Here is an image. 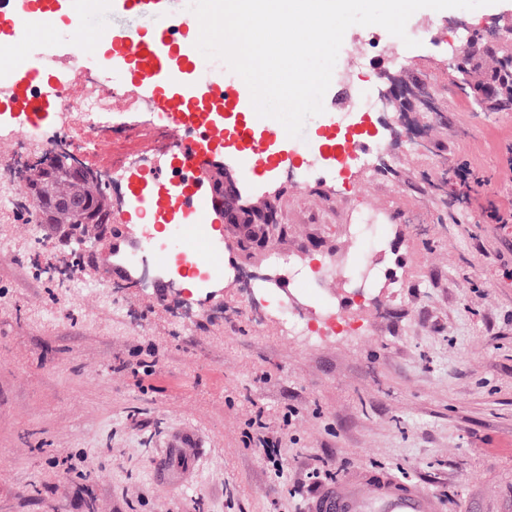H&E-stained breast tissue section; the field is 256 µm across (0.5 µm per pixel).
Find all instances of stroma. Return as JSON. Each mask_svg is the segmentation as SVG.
Here are the masks:
<instances>
[{
    "mask_svg": "<svg viewBox=\"0 0 512 512\" xmlns=\"http://www.w3.org/2000/svg\"><path fill=\"white\" fill-rule=\"evenodd\" d=\"M420 46L397 78L425 83L437 109L383 113L369 171L240 184L270 199L272 245L211 233L224 265L267 279L271 294L226 276L185 288L153 266L116 282L101 256L75 258L64 232L23 223L0 206V512H308L318 469L335 479L385 470L436 493L444 512H512V223L484 221L488 202L512 204L504 179L512 112L474 106L454 79L460 43L435 10L416 11ZM132 138L88 148L84 165L108 175L117 158L151 154L146 109L118 113ZM470 161L489 183L459 208L448 171ZM388 214L384 248L367 249L353 213ZM297 254L288 291L311 336L286 334L274 289L287 275L269 248ZM377 272L359 287L349 266ZM80 260L89 285L59 269ZM56 276L44 275V268ZM355 316L328 327L325 306ZM296 408L283 440L287 482L244 444L255 407Z\"/></svg>",
    "mask_w": 512,
    "mask_h": 512,
    "instance_id": "stroma-1",
    "label": "stroma"
}]
</instances>
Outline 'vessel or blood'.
<instances>
[{
  "mask_svg": "<svg viewBox=\"0 0 512 512\" xmlns=\"http://www.w3.org/2000/svg\"><path fill=\"white\" fill-rule=\"evenodd\" d=\"M160 0H118L122 15L145 19L146 27H117L112 20L107 0H74L72 23L76 30L90 32L95 42L111 47L113 55L122 57L131 68L140 87L149 93L155 110L165 111L171 117L167 137H175L181 130L211 124V114L197 102V95L188 87H175L167 75L170 59L176 48L168 38L172 14H181L186 28L198 30L195 15L188 11L185 0H175L172 9L159 6ZM52 0H38L35 10L13 15L11 24L27 27L30 32L50 35L54 30ZM55 100L35 98L26 104L30 125L37 126L51 116ZM291 142L283 125L270 118L249 113L247 119L233 131L218 129L212 138H197L189 150L183 152L182 167L191 169L193 182L173 181L165 171L154 174L150 189L140 187L137 174H130L133 186L132 209L139 218L157 223L166 210L189 208L197 215L196 223L185 228L189 254L206 261L212 268L222 266L221 256L210 250L207 232L211 214L218 199L214 191L196 187L198 179H210L216 170L220 152H233L242 177L253 178L287 166ZM310 512H442V503L435 493L416 488L415 484L386 472H364L328 486L310 504Z\"/></svg>",
  "mask_w": 512,
  "mask_h": 512,
  "instance_id": "1",
  "label": "vessel or blood"
}]
</instances>
